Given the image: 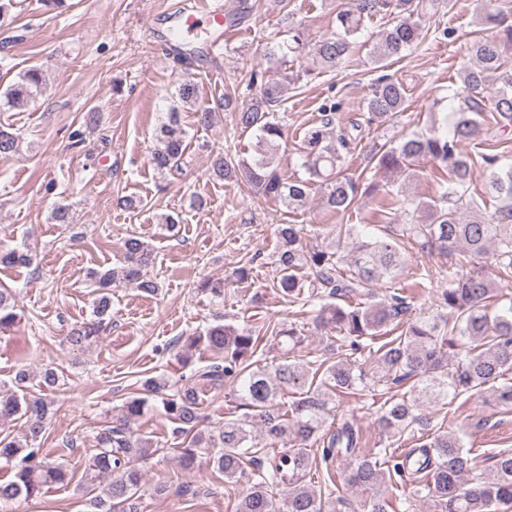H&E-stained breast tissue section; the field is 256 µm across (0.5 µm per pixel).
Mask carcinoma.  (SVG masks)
<instances>
[{"instance_id": "cac0c4a2", "label": "carcinoma", "mask_w": 512, "mask_h": 512, "mask_svg": "<svg viewBox=\"0 0 512 512\" xmlns=\"http://www.w3.org/2000/svg\"><path fill=\"white\" fill-rule=\"evenodd\" d=\"M434 0H353L336 5V31L318 42L309 43L300 28L288 30V41L264 49L267 63L285 65L288 56H304L309 65L305 76L336 72L347 62L356 35L367 18H390L369 53L379 68L394 57L418 45L424 36L421 18L433 8ZM481 22L498 27L492 38H477L467 52L473 63L461 69L463 88L470 93L465 107L453 113L451 133H413L398 140H372L369 162L388 177L405 172L413 162H433L437 173L449 178L440 186L437 200L421 204L405 200L399 221L384 226L382 235L362 241L347 251L342 239L353 235L354 224L336 226V237L325 247L308 250L296 224H279L275 229L278 290L290 300L319 298L314 322L319 327L333 325L338 336L326 339L327 357L305 364L285 359L273 366L253 368L260 353V337L248 327L217 324L203 336H189L185 345L201 341L222 353V361L206 365L189 378L171 383L150 377L141 382L142 396L124 402L122 424L107 426L98 435L97 453L86 470L93 480L110 478L105 495L88 498L89 512H140L138 492L143 473L138 462L155 452L151 441L130 430V424L144 413L148 402L161 399L168 419L174 424L173 436L186 443L183 456L193 462L202 444L218 447L210 458L213 471L227 480L247 479L250 488L236 512H335L342 501L337 492L345 486L366 492L361 512H416L415 503L429 501L434 512H512V452L495 456L487 473H475L476 461L456 435L433 433L418 446L399 455H390L387 467L370 457L360 456L361 429L348 420L325 428L336 402L359 388L385 385L391 396L380 401L378 423L384 434L396 436L416 420L419 400L448 404V399L502 380L492 396L512 407V303L490 309L497 301L496 281H512V163H501L506 153L481 154L490 170L486 194L500 203L495 217L483 216L478 202L469 195L474 158L461 152L458 141L478 145L488 131L479 120L485 101H491L498 131L512 134V23L501 12L487 13ZM293 75L276 70L271 76L253 71L249 82L259 86L250 104L236 113V125L256 138L255 156L235 163L224 150L208 155L209 174L221 181L250 186L265 199L281 203L291 211L302 209L308 200L311 182L323 185L322 204L338 214L352 212L359 198L363 174L344 169L345 155L357 144L365 127L389 124L405 111L406 90L402 82L383 76L373 84L360 107L361 121L351 128L334 126L336 105L324 107L325 118L310 127L300 141V153L309 178H286L279 169L278 152L284 141L283 126L271 119V108L282 100L284 83ZM493 94L480 96L489 85ZM44 76L38 66L18 74L0 92V109L14 107L43 92ZM176 96L185 104L198 99V86L190 79L178 82ZM155 146L150 164L162 178L181 170L187 148L186 132L179 124L177 110L155 129ZM19 137L0 127V158L18 150ZM412 244L422 250L450 255L461 249L479 257L495 252V265L488 272L474 268L467 272L448 268V288L441 293L448 316L433 321L403 319L408 302L397 292L380 298L375 285L396 275L403 262L402 249ZM127 265L121 271L92 272L99 288L93 306V319L72 330L69 343L80 346L105 329L112 319V299L107 288L117 279L147 293L156 290L144 269L152 252L143 241L131 237L125 242ZM28 250L0 252V264L29 265ZM305 270L308 279L297 275ZM353 295L364 297L352 303ZM17 324L12 290L0 284V331ZM28 376H16V390L0 393V420L15 416L24 419L16 434L0 436V462L12 466V480L0 483V507L39 499L45 490L73 477L67 462L48 458L40 448L54 402L42 397L19 395ZM231 385L237 408L245 413L224 421L218 434L207 438L196 432L200 422L198 389L202 386ZM296 386L302 388L288 409L280 411L278 396ZM260 426L271 441H284L288 447L260 460L256 470L245 471V463L256 458L260 447L254 442L252 427ZM336 462V471L321 472L318 462ZM407 478L402 489L408 493L398 501L385 497L382 486L391 474ZM317 476V483L308 480ZM284 488L276 495L273 489Z\"/></svg>"}]
</instances>
